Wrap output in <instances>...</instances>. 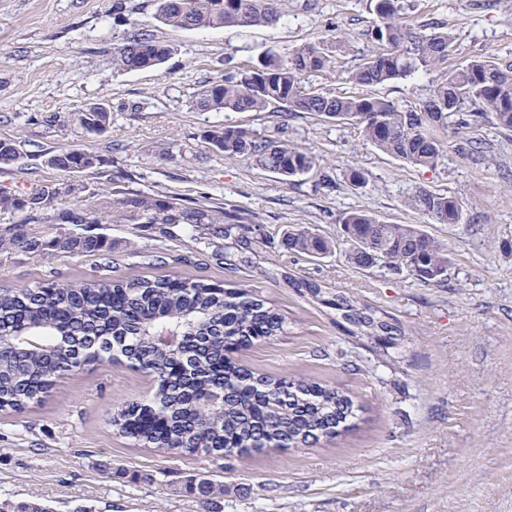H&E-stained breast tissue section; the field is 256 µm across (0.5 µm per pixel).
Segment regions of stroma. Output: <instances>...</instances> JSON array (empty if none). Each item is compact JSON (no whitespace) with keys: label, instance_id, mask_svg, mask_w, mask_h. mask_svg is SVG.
I'll use <instances>...</instances> for the list:
<instances>
[{"label":"stroma","instance_id":"35a3bbf8","mask_svg":"<svg viewBox=\"0 0 512 512\" xmlns=\"http://www.w3.org/2000/svg\"><path fill=\"white\" fill-rule=\"evenodd\" d=\"M406 23L441 25L453 44L443 68L485 55L512 68V0H404ZM157 0H0V140L21 163L0 169V190L25 194L45 183L72 186L71 200L129 188L220 206L253 219L271 238L257 267L225 268L182 226L170 236L138 224H107L112 267L92 254L36 257L16 252L0 285L47 280L187 277L259 291L286 319L271 341L237 354L241 365L276 378L311 379L349 394L354 418L336 437L302 448H265L224 457L137 445L112 424L114 410L145 401L152 377L130 363H103L61 376L22 412H0V504L34 502L45 512H208L190 480L224 487L223 512H512V131L483 119L466 137L449 135L438 167L419 169L377 150L354 123L307 113L201 112L199 89L254 66L268 49L288 51L335 32L350 50L316 83L357 93L344 70L372 49L367 0H279L280 20L256 28L179 30L160 24ZM171 44L158 70L122 71L112 51L131 22ZM439 72L372 87L401 106L424 101ZM111 111L90 134L83 108ZM243 128L316 153L320 164L291 181L214 149L209 130ZM72 145L104 159L77 176L47 159ZM364 172L352 186L350 170ZM422 188L457 194L463 218L432 224L405 206ZM352 210L388 224H420L449 252L448 279L363 269L340 243ZM312 227L333 252L311 257L281 242ZM162 251L163 266L143 256ZM321 282L383 309L402 325L396 361L354 341L334 311L261 276V269Z\"/></svg>","mask_w":512,"mask_h":512}]
</instances>
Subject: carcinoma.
I'll return each mask as SVG.
<instances>
[{"instance_id": "1", "label": "carcinoma", "mask_w": 512, "mask_h": 512, "mask_svg": "<svg viewBox=\"0 0 512 512\" xmlns=\"http://www.w3.org/2000/svg\"><path fill=\"white\" fill-rule=\"evenodd\" d=\"M158 21L184 29L250 28L280 19L277 0H157ZM376 21L370 37L374 50L346 80L358 86L395 82L437 68L448 56L452 37L440 27H412L401 20L400 0H370ZM348 39L336 34L287 52L267 50L253 69L240 76L210 81L193 106L199 111L308 112L326 120L359 125L369 142L385 154L418 168L440 162L448 131L469 126L462 118L489 117L512 130V77L488 56H474L442 74L419 106L404 108L372 95H332L312 78L336 71L337 56ZM173 48L150 30L134 25L112 54L114 68H160ZM81 122L95 132L110 125V110L85 108ZM209 143L232 156L265 167L285 180L317 167V156L286 142L256 137L243 129L215 128ZM11 142L0 141V165L19 161ZM51 167L78 174L103 164L101 156L74 146L47 158ZM73 188L46 184L24 195L0 191V214H23L0 224V260L17 251L36 256L94 253L110 263L112 238L101 224L186 225L195 241L224 240L213 252L232 268L250 265L269 241L253 233L252 221L224 213L222 207L185 203L178 198L132 189L114 190L88 204L67 201ZM405 206L435 224H457L459 198L422 188ZM49 217L53 232L40 228ZM342 238L348 261L360 268L385 267L425 284L448 279V252L418 224H384L360 210L343 214ZM288 247L320 256L333 245L311 227L288 232ZM281 277L300 293L336 311L351 337L376 336L394 348L405 336L386 312L335 294L318 281ZM286 321L254 290L224 288L189 278L163 276L129 280L50 281L33 287H0V411L20 412L40 401L56 380L99 362L122 359L154 377L148 401L124 403L112 425L132 441L160 450L204 451L225 456L263 448H292L332 439L354 415L352 398L336 388L306 379L259 375L236 363L231 354L285 332ZM215 509L224 487L208 480L190 486Z\"/></svg>"}]
</instances>
